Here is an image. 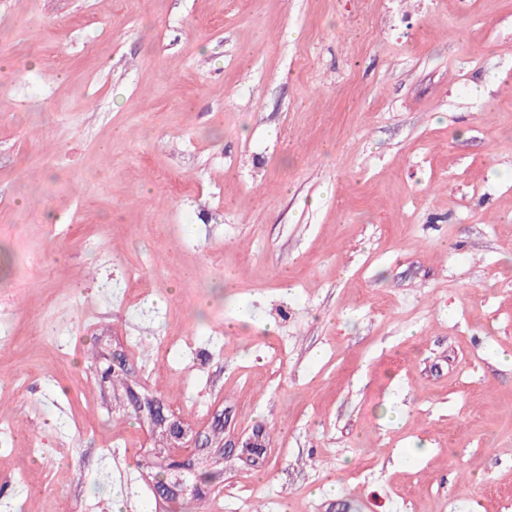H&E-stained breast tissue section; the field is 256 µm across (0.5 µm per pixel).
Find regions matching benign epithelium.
I'll return each mask as SVG.
<instances>
[{
  "label": "benign epithelium",
  "mask_w": 512,
  "mask_h": 512,
  "mask_svg": "<svg viewBox=\"0 0 512 512\" xmlns=\"http://www.w3.org/2000/svg\"><path fill=\"white\" fill-rule=\"evenodd\" d=\"M139 407L149 409L151 421L164 428L162 443L167 475L152 487L159 502L201 492V473L221 463L229 451H239V457L249 466L258 464L266 453L267 444L259 430L244 440L227 443L222 438L213 439L208 434L189 430L179 419L166 415L163 406L153 398L139 401Z\"/></svg>",
  "instance_id": "obj_1"
}]
</instances>
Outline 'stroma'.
Instances as JSON below:
<instances>
[{
	"label": "stroma",
	"instance_id": "obj_1",
	"mask_svg": "<svg viewBox=\"0 0 512 512\" xmlns=\"http://www.w3.org/2000/svg\"><path fill=\"white\" fill-rule=\"evenodd\" d=\"M0 512H512V0H0ZM140 408H148L151 412V421L160 427H164L162 434V448L166 452L163 456L167 461V467L158 460H148L144 463L147 469H159L157 473L162 475L166 468L167 475L161 482H155L152 490L156 501L169 502L176 500L188 494L194 496L201 492L202 484L200 481L201 473L210 471V467L220 464L224 460V455L234 453L237 448L240 449L238 456L249 466L259 463L266 453L267 444L263 440L261 430H257L245 440L238 439L233 443L224 442L222 438H211L209 434L203 435L202 431L192 432L186 428L183 423L174 416H168L163 411V406L153 398L145 397L139 400ZM210 448L215 450L206 451ZM192 477V478H191ZM203 499L202 494L196 495Z\"/></svg>",
	"mask_w": 512,
	"mask_h": 512
}]
</instances>
